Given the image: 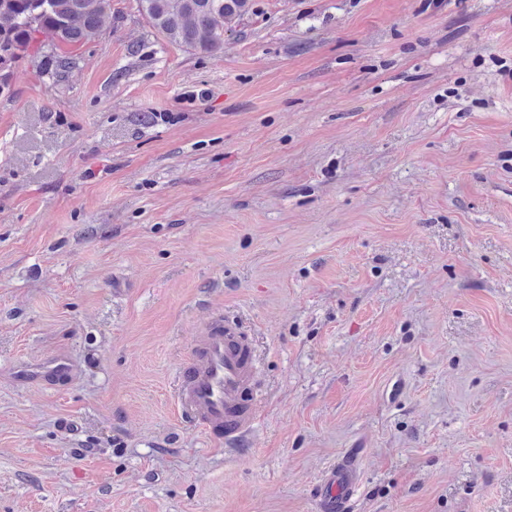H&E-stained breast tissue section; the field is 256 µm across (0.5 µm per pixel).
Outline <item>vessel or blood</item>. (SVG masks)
<instances>
[{"label": "vessel or blood", "instance_id": "1", "mask_svg": "<svg viewBox=\"0 0 512 512\" xmlns=\"http://www.w3.org/2000/svg\"><path fill=\"white\" fill-rule=\"evenodd\" d=\"M68 357L32 365L38 382L67 378ZM258 361L249 336L234 320L214 317L193 338L176 372L175 402L182 418L228 447L244 446L256 429ZM357 487L352 464L343 461L326 475L316 496L317 512H349Z\"/></svg>", "mask_w": 512, "mask_h": 512}]
</instances>
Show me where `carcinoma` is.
<instances>
[{
  "instance_id": "obj_1",
  "label": "carcinoma",
  "mask_w": 512,
  "mask_h": 512,
  "mask_svg": "<svg viewBox=\"0 0 512 512\" xmlns=\"http://www.w3.org/2000/svg\"><path fill=\"white\" fill-rule=\"evenodd\" d=\"M137 11L164 40L190 51L224 52V33L252 12L251 0H135ZM111 0H0V55L13 69L29 57L36 37L62 78L76 57L61 51L99 37L110 26Z\"/></svg>"
}]
</instances>
